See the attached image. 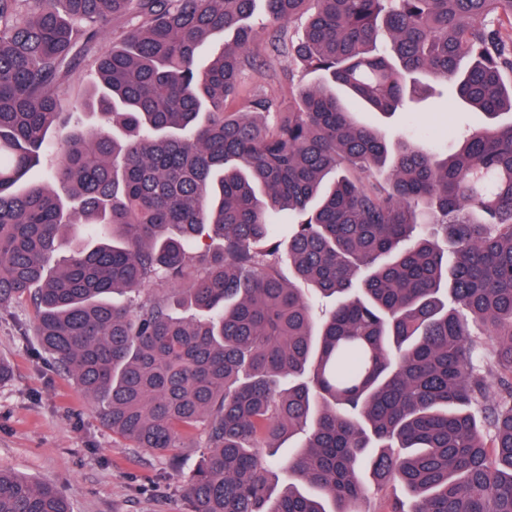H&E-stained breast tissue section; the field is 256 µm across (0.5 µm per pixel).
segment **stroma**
I'll return each mask as SVG.
<instances>
[{"label":"stroma","mask_w":512,"mask_h":512,"mask_svg":"<svg viewBox=\"0 0 512 512\" xmlns=\"http://www.w3.org/2000/svg\"><path fill=\"white\" fill-rule=\"evenodd\" d=\"M269 40L262 34L257 47L269 60V71L262 77L247 73L244 86H262L285 104L312 78L288 55H271ZM357 118L387 137L403 134L440 149L487 123L484 113L449 110L438 97L413 112H361ZM35 325L30 303L0 309V360L10 367L9 376L0 380V468L58 487L72 512H190L183 486L199 459V438L186 440L177 467L149 450L130 447L101 423L80 387L39 354Z\"/></svg>","instance_id":"stroma-1"}]
</instances>
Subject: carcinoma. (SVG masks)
Returning <instances> with one entry per match:
<instances>
[{
	"mask_svg": "<svg viewBox=\"0 0 512 512\" xmlns=\"http://www.w3.org/2000/svg\"><path fill=\"white\" fill-rule=\"evenodd\" d=\"M265 3L316 75L286 112L224 111L266 67L256 0H0V306L134 447L201 431L193 512H512V0ZM434 82L490 119L452 155L338 94L391 114ZM0 512L72 510L1 468ZM96 81V75L87 62L74 68L68 75V84L72 87L73 99H77L78 94L83 90L92 88Z\"/></svg>",
	"mask_w": 512,
	"mask_h": 512,
	"instance_id": "cac0c4a2",
	"label": "carcinoma"
}]
</instances>
